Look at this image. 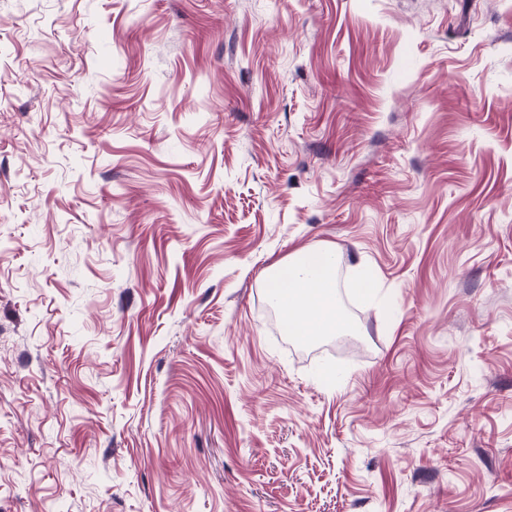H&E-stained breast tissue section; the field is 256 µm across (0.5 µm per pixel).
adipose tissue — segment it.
Returning <instances> with one entry per match:
<instances>
[{"instance_id":"ef3b65f1","label":"adipose tissue","mask_w":512,"mask_h":512,"mask_svg":"<svg viewBox=\"0 0 512 512\" xmlns=\"http://www.w3.org/2000/svg\"><path fill=\"white\" fill-rule=\"evenodd\" d=\"M338 260L335 249L305 248L270 275L269 291L289 335L320 339L351 332L337 302Z\"/></svg>"}]
</instances>
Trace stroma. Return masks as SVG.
<instances>
[{"mask_svg":"<svg viewBox=\"0 0 512 512\" xmlns=\"http://www.w3.org/2000/svg\"><path fill=\"white\" fill-rule=\"evenodd\" d=\"M0 512H512V0H0ZM338 260L333 248H305L270 275L269 291L289 336L320 339L351 332L337 302Z\"/></svg>","mask_w":512,"mask_h":512,"instance_id":"35a3bbf8","label":"stroma"}]
</instances>
